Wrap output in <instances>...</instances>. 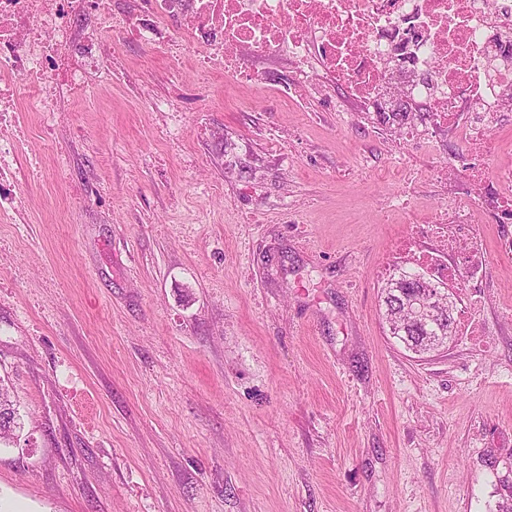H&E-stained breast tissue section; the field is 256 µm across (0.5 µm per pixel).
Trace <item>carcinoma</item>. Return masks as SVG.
I'll list each match as a JSON object with an SVG mask.
<instances>
[{"label": "carcinoma", "mask_w": 512, "mask_h": 512, "mask_svg": "<svg viewBox=\"0 0 512 512\" xmlns=\"http://www.w3.org/2000/svg\"><path fill=\"white\" fill-rule=\"evenodd\" d=\"M383 122L400 128L407 120L423 119L422 112H381ZM433 288L418 272L401 271L389 279L382 289L381 298L384 317L390 327L389 333L408 351L424 356L448 345L457 332L454 314L448 313V303L435 306L437 318L432 322H421L407 309L416 300L427 301L432 297ZM0 445L14 439L18 422H9V416L17 415L7 388L0 384Z\"/></svg>", "instance_id": "1"}]
</instances>
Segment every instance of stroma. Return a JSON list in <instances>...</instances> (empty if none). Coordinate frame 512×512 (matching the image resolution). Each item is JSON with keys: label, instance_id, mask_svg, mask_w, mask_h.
Masks as SVG:
<instances>
[{"label": "stroma", "instance_id": "1", "mask_svg": "<svg viewBox=\"0 0 512 512\" xmlns=\"http://www.w3.org/2000/svg\"><path fill=\"white\" fill-rule=\"evenodd\" d=\"M0 186V379L22 428L0 512H496L512 502V264L467 284L485 337L420 359L378 268L449 198L493 247L473 163L287 58L204 72L118 35ZM455 164L453 179L434 168ZM401 209L391 212V200Z\"/></svg>", "mask_w": 512, "mask_h": 512}]
</instances>
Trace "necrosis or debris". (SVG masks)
I'll return each mask as SVG.
<instances>
[{
	"instance_id": "4bbe7bcc",
	"label": "necrosis or debris",
	"mask_w": 512,
	"mask_h": 512,
	"mask_svg": "<svg viewBox=\"0 0 512 512\" xmlns=\"http://www.w3.org/2000/svg\"><path fill=\"white\" fill-rule=\"evenodd\" d=\"M156 16L182 26L159 41L142 18L112 19V0H0V126L19 114L50 112L61 93L80 90L98 70L109 35L132 31L175 54L192 46L202 61L229 68L249 53L287 51L300 78L331 82L380 112L427 111L434 128L459 130L466 144L492 153L497 117L512 98V0H147ZM103 18L102 27L78 28ZM29 88L26 102L17 82ZM482 208L512 223V166L472 169ZM468 210L452 207L428 231L411 225L393 244L380 273L395 275L402 261L431 284L458 287L487 272L484 244L461 240Z\"/></svg>"
}]
</instances>
